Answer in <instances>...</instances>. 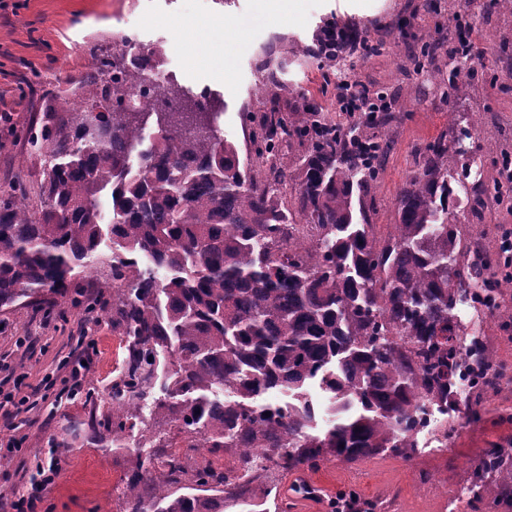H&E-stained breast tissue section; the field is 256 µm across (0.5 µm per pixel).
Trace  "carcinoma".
I'll return each instance as SVG.
<instances>
[{
	"label": "carcinoma",
	"instance_id": "carcinoma-1",
	"mask_svg": "<svg viewBox=\"0 0 512 512\" xmlns=\"http://www.w3.org/2000/svg\"><path fill=\"white\" fill-rule=\"evenodd\" d=\"M443 43H421L415 71ZM383 47L356 26H318L312 43H295L292 53L322 71L320 96L302 95L291 113L280 109L281 94L294 92L286 62L272 51L257 61L264 110L250 146L265 168L260 178L217 135L215 103L141 111L129 92L144 78L131 71L106 84L113 63L104 58L80 85H102L113 105L105 144L87 142L85 111L66 103L43 113L29 139L48 158L40 209L13 186L0 192V308L62 295L80 274L108 268L97 283L112 293L126 341L103 420L112 443L135 426L133 407L160 377L166 400L140 421L156 447H169L159 426L170 424L191 448L233 450L256 480V454L286 474L329 456L406 452L430 408L447 412L464 381L474 395L469 418H480L481 394L499 372L480 345L461 347L450 311L469 297L495 314L504 289L500 258L451 222L452 183L467 164L448 166V135L427 143L420 172L398 193L396 224L381 235L366 204L390 152L382 129L397 115L380 92L359 103L354 121L343 117L350 110L323 105L350 79L353 57ZM468 75L449 68L437 83L440 100L457 97ZM293 141L304 152L287 162L283 146ZM286 187L297 205L287 203ZM499 194L495 179L479 178L467 202L476 211ZM315 378L331 401L323 436L313 433L305 390ZM274 390L292 401L255 403ZM511 463L512 453L491 449L473 471L475 486L484 491L487 474ZM190 465L177 453L163 464L137 456L127 512H266L269 490L254 494L226 471L199 469L179 492L170 476Z\"/></svg>",
	"mask_w": 512,
	"mask_h": 512
}]
</instances>
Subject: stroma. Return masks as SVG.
<instances>
[{
	"label": "stroma",
	"instance_id": "obj_1",
	"mask_svg": "<svg viewBox=\"0 0 512 512\" xmlns=\"http://www.w3.org/2000/svg\"><path fill=\"white\" fill-rule=\"evenodd\" d=\"M423 0H295L288 18L269 13L264 0H5L0 8V114L10 130L0 131V185L13 184L39 206L46 158L25 140L61 100L89 103L77 80L92 55L117 54L126 22L141 27L140 46L178 49L176 65H162L161 77L199 92L209 86L223 102L224 135L233 141L241 162H253L243 113L259 111L255 63L266 50L284 49L288 41L310 40L326 19L354 21L375 30L416 14L412 33L391 36L383 54L355 63L364 89H382L395 98L400 117L389 130L394 141L383 174L372 188L370 221L387 233L396 218L397 194L420 165L419 151L439 134H447L450 151H463L481 173L495 171L503 155H512V10L491 0H465L460 14L447 8L424 10ZM467 23L481 52L478 75L457 98L441 101L434 83L451 62L443 50L426 72L409 76L408 57L415 37L443 30L454 35ZM200 34L209 56L196 55L190 44H178L177 28ZM223 58L216 69L214 58ZM456 223L473 233L499 240L500 227L512 225V209L491 202L482 212L469 209L459 197ZM84 297L98 298L94 310L74 305L71 296L48 295L37 306L22 302L0 311V385L33 401L30 424H23L12 405L0 407V444L27 434L26 445L0 454V512H11L16 494L30 487L36 468L59 461L62 470L43 489L36 512H123L122 488L136 453H149L140 430L127 432L121 444L101 422L112 403L126 356L123 336L112 323V296L100 293L96 280L79 277ZM459 324L474 327L481 343L505 373L481 405V418L470 422L456 412L453 422L435 416L419 432L413 455L381 448L351 462L328 459L303 479L330 485L317 512H331L335 493L355 491L357 505L381 500L394 512H512V465L491 474L489 483L504 490L502 498L471 506L472 472L492 448L512 446V305L498 315L473 302L454 311ZM95 338L85 385L93 397L70 403L62 383L69 361Z\"/></svg>",
	"mask_w": 512,
	"mask_h": 512
}]
</instances>
